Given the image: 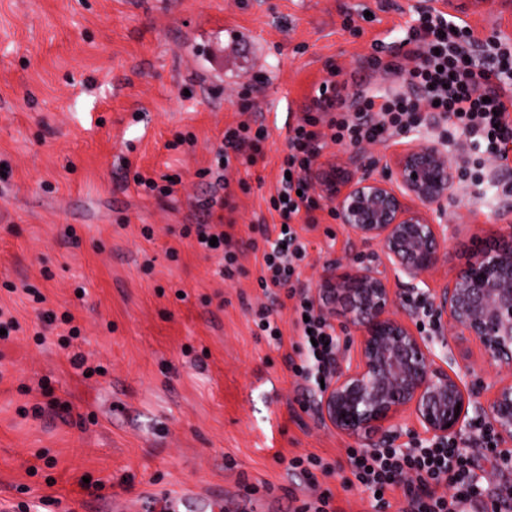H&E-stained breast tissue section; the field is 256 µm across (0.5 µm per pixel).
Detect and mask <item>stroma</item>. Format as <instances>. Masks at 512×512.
I'll list each match as a JSON object with an SVG mask.
<instances>
[{"label":"stroma","mask_w":512,"mask_h":512,"mask_svg":"<svg viewBox=\"0 0 512 512\" xmlns=\"http://www.w3.org/2000/svg\"><path fill=\"white\" fill-rule=\"evenodd\" d=\"M454 10L479 40L512 36V0L493 7L432 0ZM422 0H168L163 13L130 0H0V307L21 328L0 339V512H83L93 497L132 499L146 488L224 486V512H297L302 501L332 497L335 512H396L374 506L351 474L353 442L317 413L288 361L298 339L274 345L255 336L249 303L260 297L261 257L251 224L278 223L274 192L286 140L273 131L265 159L239 171L250 190L233 189L242 268L218 273L181 239L208 195L199 169L225 126L249 116H301L312 86L329 69L373 91L387 86L359 67L373 41L393 47ZM351 27H344L345 15ZM264 88L251 94L256 77ZM446 141L462 163L461 140L441 138L430 114L408 133L368 148L380 163L414 141ZM180 175L159 200L125 185V169ZM490 190L462 178L448 202L449 238L429 280L439 288L465 264L475 238L512 224V173L491 172ZM309 232L302 279L317 285L325 266H381L376 247L355 239L321 203ZM152 226V239L140 234ZM177 248V259L166 251ZM152 267H145V260ZM30 282L46 309L74 315L41 319L7 284ZM85 288L77 297V288ZM81 354L91 375L73 368ZM279 431L275 449L266 418ZM313 453L330 473L307 479L289 460Z\"/></svg>","instance_id":"1"}]
</instances>
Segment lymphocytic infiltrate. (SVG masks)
<instances>
[{"label": "lymphocytic infiltrate", "mask_w": 512, "mask_h": 512, "mask_svg": "<svg viewBox=\"0 0 512 512\" xmlns=\"http://www.w3.org/2000/svg\"><path fill=\"white\" fill-rule=\"evenodd\" d=\"M475 43L460 17L420 12L389 57L373 52L360 59L366 71L398 83L399 91L382 96L365 89L352 92L329 75L313 85L302 116L290 127L281 164L284 177L270 198L284 228L275 232L264 224L258 227L263 238L258 285L266 301L254 308L253 322L261 335L276 340L280 327L274 303L282 296L292 300L291 324L305 358L293 364L296 376L308 371L314 380L328 378L336 357L334 328L299 271L308 256L302 233L317 222L313 172L323 150L331 144L364 148L387 142L418 125L422 113L434 111L477 149L479 170L512 157V42L487 43L494 59L489 68L481 66ZM269 137L267 126L258 121L242 120L225 128L213 150L218 174L200 204L205 218L181 231L203 252L215 247L222 251L220 273L227 280L239 270L236 221L216 211L228 205L230 171L263 160ZM491 440L490 431L478 424L468 449L420 440L406 449L352 448L348 456L355 480L376 494L378 504H385L386 492L399 489L403 501L398 512H480L481 487L471 469V451Z\"/></svg>", "instance_id": "lymphocytic-infiltrate-1"}]
</instances>
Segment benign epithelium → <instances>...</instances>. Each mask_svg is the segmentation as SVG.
<instances>
[{
    "label": "benign epithelium",
    "instance_id": "1",
    "mask_svg": "<svg viewBox=\"0 0 512 512\" xmlns=\"http://www.w3.org/2000/svg\"><path fill=\"white\" fill-rule=\"evenodd\" d=\"M319 188L360 242L376 246L383 269L327 267L315 294L326 315L344 310L352 337L322 390L321 419L367 448L400 437L407 413L439 443H464L472 421L495 433V455L512 451V232L475 250L441 288L427 291L442 344L476 342L496 378L481 391L435 354L432 341L398 314L389 277L428 284L441 263L448 225L444 205L457 197L458 174L443 145L416 140L390 156L375 175L358 152L324 163Z\"/></svg>",
    "mask_w": 512,
    "mask_h": 512
}]
</instances>
